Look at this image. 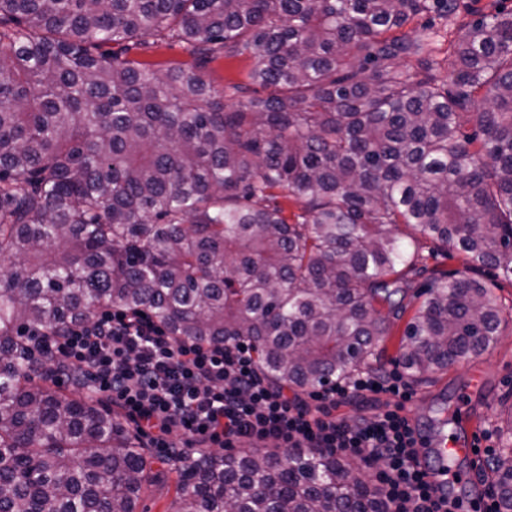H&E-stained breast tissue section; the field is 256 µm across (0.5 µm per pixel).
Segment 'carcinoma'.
I'll list each match as a JSON object with an SVG mask.
<instances>
[{"mask_svg":"<svg viewBox=\"0 0 512 512\" xmlns=\"http://www.w3.org/2000/svg\"><path fill=\"white\" fill-rule=\"evenodd\" d=\"M459 8L0 0V512H138L155 480L121 415L74 375L47 387L62 367L33 345L105 308L179 340H247L271 383L302 392L380 361L410 307L411 381L490 347L509 322L493 288L416 280L422 238L512 278V9L461 28L447 82L431 45ZM166 40L194 65L103 49ZM221 53L251 54L265 95L214 92L202 69ZM178 455L175 512H386L332 453ZM509 459L489 464L501 512Z\"/></svg>","mask_w":512,"mask_h":512,"instance_id":"carcinoma-1","label":"carcinoma"}]
</instances>
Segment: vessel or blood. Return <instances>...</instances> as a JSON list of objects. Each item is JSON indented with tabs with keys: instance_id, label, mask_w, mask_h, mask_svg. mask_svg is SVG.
<instances>
[{
	"instance_id": "vessel-or-blood-1",
	"label": "vessel or blood",
	"mask_w": 512,
	"mask_h": 512,
	"mask_svg": "<svg viewBox=\"0 0 512 512\" xmlns=\"http://www.w3.org/2000/svg\"><path fill=\"white\" fill-rule=\"evenodd\" d=\"M417 447L419 449L420 466L428 474L429 482L438 490L446 491L449 484L467 483V473L458 471L449 472V459L458 456H469L473 453L475 446L474 439L459 440L449 439L442 433L426 435L424 431H417L415 434Z\"/></svg>"
}]
</instances>
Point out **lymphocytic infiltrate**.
<instances>
[{
	"instance_id": "obj_1",
	"label": "lymphocytic infiltrate",
	"mask_w": 512,
	"mask_h": 512,
	"mask_svg": "<svg viewBox=\"0 0 512 512\" xmlns=\"http://www.w3.org/2000/svg\"><path fill=\"white\" fill-rule=\"evenodd\" d=\"M47 344L91 396L120 409L149 447H172L180 433L188 444L210 448L271 440L280 448L324 450L373 469L388 512H461V502L436 495L419 467L405 413L414 391L399 371L364 370L330 388L293 393L263 377L246 342L181 341L114 307ZM356 399L374 413L340 416Z\"/></svg>"
}]
</instances>
